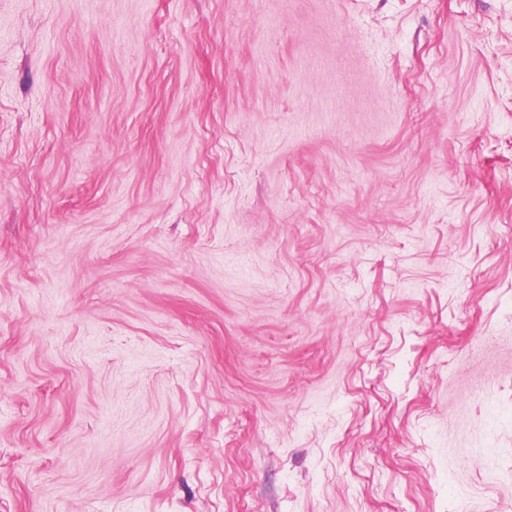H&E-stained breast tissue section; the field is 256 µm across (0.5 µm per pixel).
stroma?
<instances>
[{
	"label": "stroma",
	"instance_id": "35a3bbf8",
	"mask_svg": "<svg viewBox=\"0 0 512 512\" xmlns=\"http://www.w3.org/2000/svg\"><path fill=\"white\" fill-rule=\"evenodd\" d=\"M0 512H512V0H0Z\"/></svg>",
	"mask_w": 512,
	"mask_h": 512
}]
</instances>
